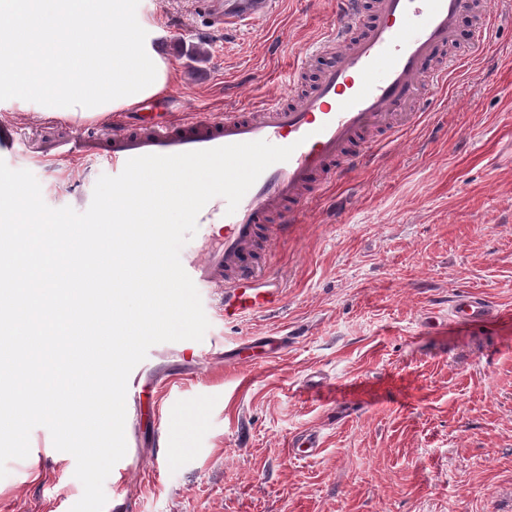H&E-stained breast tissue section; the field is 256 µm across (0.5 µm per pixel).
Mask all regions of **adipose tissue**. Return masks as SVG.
I'll list each match as a JSON object with an SVG mask.
<instances>
[{"label":"adipose tissue","mask_w":512,"mask_h":512,"mask_svg":"<svg viewBox=\"0 0 512 512\" xmlns=\"http://www.w3.org/2000/svg\"><path fill=\"white\" fill-rule=\"evenodd\" d=\"M161 36L137 0H0V99L76 122L124 111L169 82Z\"/></svg>","instance_id":"1"}]
</instances>
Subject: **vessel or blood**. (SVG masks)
I'll return each mask as SVG.
<instances>
[{"mask_svg": "<svg viewBox=\"0 0 512 512\" xmlns=\"http://www.w3.org/2000/svg\"><path fill=\"white\" fill-rule=\"evenodd\" d=\"M339 19L320 42L300 53V65L337 44L335 58L323 66L314 88L275 98L244 112L183 119L167 113L160 122H120L91 126L65 135L40 150L42 161L66 153L74 159H102L121 173L128 159L171 155L223 145L265 140L293 146L288 161L271 165L242 198L234 213L216 197L198 215V224H220L217 246L187 249L184 270L197 289L222 293L226 322L277 307L283 282L263 252L275 238L291 233L319 190L315 176L334 177L357 168L371 150L351 153V145L372 127H390L394 117L417 118L423 82L442 87L453 59L446 51L460 15L472 0H338ZM272 0H212L217 19L261 17ZM492 21L481 17L469 47L477 55L490 44ZM279 223H271L272 214Z\"/></svg>", "mask_w": 512, "mask_h": 512, "instance_id": "b4317fda", "label": "vessel or blood"}]
</instances>
